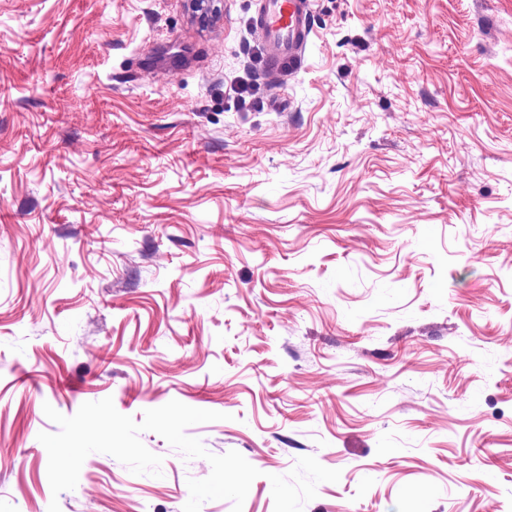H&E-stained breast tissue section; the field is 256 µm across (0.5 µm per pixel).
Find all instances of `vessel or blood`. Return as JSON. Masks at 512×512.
Listing matches in <instances>:
<instances>
[{"label": "vessel or blood", "mask_w": 512, "mask_h": 512, "mask_svg": "<svg viewBox=\"0 0 512 512\" xmlns=\"http://www.w3.org/2000/svg\"><path fill=\"white\" fill-rule=\"evenodd\" d=\"M314 0H256L251 20L269 70L297 71L311 33Z\"/></svg>", "instance_id": "vessel-or-blood-1"}]
</instances>
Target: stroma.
I'll use <instances>...</instances> for the list:
<instances>
[{"label":"stroma","mask_w":512,"mask_h":512,"mask_svg":"<svg viewBox=\"0 0 512 512\" xmlns=\"http://www.w3.org/2000/svg\"><path fill=\"white\" fill-rule=\"evenodd\" d=\"M253 9L0 0V512H182L153 432L52 494L107 397L242 512H512V0H316L293 77Z\"/></svg>","instance_id":"stroma-1"}]
</instances>
